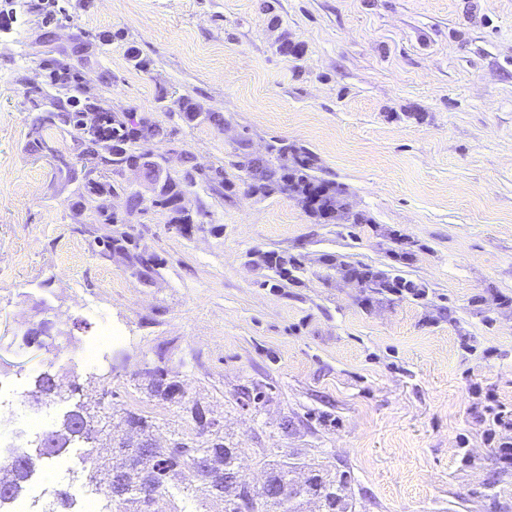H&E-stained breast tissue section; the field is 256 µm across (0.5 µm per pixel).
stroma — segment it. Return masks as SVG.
Listing matches in <instances>:
<instances>
[{"label":"stroma","instance_id":"obj_1","mask_svg":"<svg viewBox=\"0 0 512 512\" xmlns=\"http://www.w3.org/2000/svg\"><path fill=\"white\" fill-rule=\"evenodd\" d=\"M0 381L27 391L48 372L111 387L115 408L151 412L155 436L193 435L176 403L147 401L145 371L188 382L220 418L243 478L273 463L346 474L354 512H512V469L496 471L479 384L512 407V0H0ZM296 52L282 55L281 41ZM138 59H131V52ZM72 65L92 99L166 128L147 150L220 166L222 193L198 181L184 204L130 217L162 259L146 285L73 233L74 185L27 147L38 109L27 85ZM223 126L185 122L183 98ZM276 139L316 155L348 219L322 224L295 198L253 194L235 167ZM411 258L394 262L393 234ZM299 257V283L257 253ZM395 270L425 298L366 299L325 258ZM52 322L47 346L27 331ZM77 397L23 404L0 441L30 447ZM89 446L76 440L48 480L81 512Z\"/></svg>","mask_w":512,"mask_h":512}]
</instances>
